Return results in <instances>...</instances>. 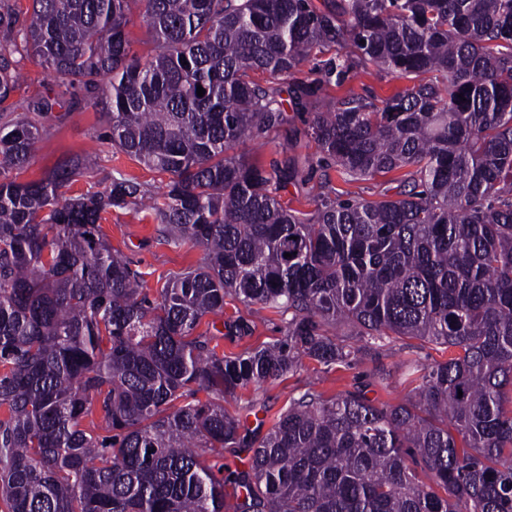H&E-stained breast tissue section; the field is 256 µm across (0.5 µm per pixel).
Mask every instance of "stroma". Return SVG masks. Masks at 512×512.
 <instances>
[{"label": "stroma", "mask_w": 512, "mask_h": 512, "mask_svg": "<svg viewBox=\"0 0 512 512\" xmlns=\"http://www.w3.org/2000/svg\"><path fill=\"white\" fill-rule=\"evenodd\" d=\"M407 85V80L392 78L370 64L342 84L325 85L322 95L331 100L352 91L383 99ZM284 107L288 122L276 138L262 146L249 143L244 147L246 153L266 167L287 158L295 161L299 168L298 177L272 185L281 202L304 211L313 210L326 184L343 200L379 202L395 198L398 188L394 174L358 180L341 177L332 167H308L306 159L316 151L315 144L305 135L311 115L307 110L296 108L289 97L285 98ZM42 122L48 126L50 134L37 143L33 161L23 174L24 179L41 177L71 158L89 153L96 158L98 165L92 175L77 178L70 185L68 196L77 197L101 190L112 176L118 174L136 179L153 195L160 193L168 181L167 176L146 168L105 140V120L101 110L84 93H76L72 104L45 114ZM155 227L153 218L133 207L112 210L101 224L104 237L114 248L132 258L143 272L145 288L152 297L156 296L170 272L198 264L204 257L203 250L198 247L177 248L158 243ZM238 315L250 316L255 323L254 333L241 342L221 339L219 348L224 353L262 346L284 334L285 323L278 313L258 307L249 311L236 301L228 302L223 313L214 316L213 321L220 327L226 318ZM450 355V350L442 345L423 346L415 339L394 337L387 340L373 357L357 359L348 365L326 366L310 359L303 360L300 367L274 382L238 390L236 398L226 400L224 406L240 417L247 437L259 438L287 409L290 400L307 388H314L328 397L358 388L374 405L403 403L414 397V385L402 367L403 361L414 358L429 366L446 361ZM378 366L388 372L387 383L372 380V371Z\"/></svg>", "instance_id": "obj_1"}]
</instances>
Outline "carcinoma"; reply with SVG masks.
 <instances>
[{"mask_svg": "<svg viewBox=\"0 0 512 512\" xmlns=\"http://www.w3.org/2000/svg\"><path fill=\"white\" fill-rule=\"evenodd\" d=\"M331 45L344 54L293 90L308 165L404 174L396 199L324 192L303 212L270 189L299 169L235 148L288 122L284 78ZM30 56L62 91L0 122V512H226L228 484L232 512H512V0H0V112ZM366 63L417 82L321 96ZM79 90L166 191L121 175L66 196L89 155L18 180L41 115ZM146 198L164 242L204 251L153 300L101 233ZM228 298L288 316L284 336L218 353L202 322ZM392 336L457 354L412 366L405 403L309 388L256 443L224 409L305 358L348 364ZM243 447L248 468L224 474V449Z\"/></svg>", "mask_w": 512, "mask_h": 512, "instance_id": "1", "label": "carcinoma"}]
</instances>
